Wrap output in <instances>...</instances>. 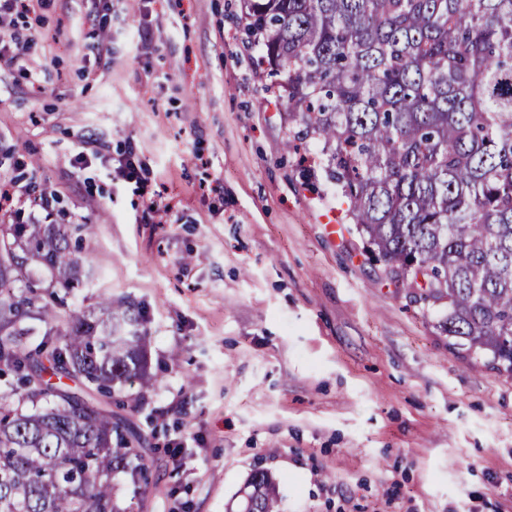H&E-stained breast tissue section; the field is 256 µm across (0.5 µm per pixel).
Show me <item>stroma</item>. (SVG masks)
Returning a JSON list of instances; mask_svg holds the SVG:
<instances>
[{
    "instance_id": "obj_1",
    "label": "stroma",
    "mask_w": 512,
    "mask_h": 512,
    "mask_svg": "<svg viewBox=\"0 0 512 512\" xmlns=\"http://www.w3.org/2000/svg\"><path fill=\"white\" fill-rule=\"evenodd\" d=\"M111 18L99 59L91 0L16 18L33 43L27 71L0 64V185L31 195L0 225L53 195L49 223L85 227L64 312L109 297L145 318L152 382L111 404L145 438L135 512H240L258 468L279 512H512V380L449 347L447 302L396 283L318 153L288 150L241 0H112Z\"/></svg>"
}]
</instances>
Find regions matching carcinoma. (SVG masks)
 <instances>
[{"mask_svg": "<svg viewBox=\"0 0 512 512\" xmlns=\"http://www.w3.org/2000/svg\"><path fill=\"white\" fill-rule=\"evenodd\" d=\"M288 99V147L318 141L367 250L423 301L447 300L451 345L512 380V0H243ZM84 224L0 225V512H132L145 438L91 395L147 376L129 302L71 312L21 278L79 285ZM28 319L45 324L28 347ZM78 380L43 379L46 366ZM244 512H278L253 472Z\"/></svg>", "mask_w": 512, "mask_h": 512, "instance_id": "cac0c4a2", "label": "carcinoma"}]
</instances>
